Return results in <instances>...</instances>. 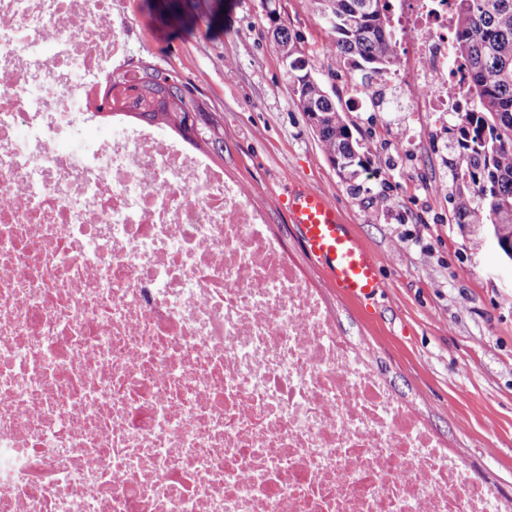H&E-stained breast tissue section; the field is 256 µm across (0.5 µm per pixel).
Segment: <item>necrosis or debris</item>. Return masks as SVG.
I'll use <instances>...</instances> for the list:
<instances>
[{"mask_svg": "<svg viewBox=\"0 0 512 512\" xmlns=\"http://www.w3.org/2000/svg\"><path fill=\"white\" fill-rule=\"evenodd\" d=\"M389 15L395 68L355 103L473 111L457 0ZM124 48L112 0H0V512H512L240 182L145 124L86 138Z\"/></svg>", "mask_w": 512, "mask_h": 512, "instance_id": "4bbe7bcc", "label": "necrosis or debris"}]
</instances>
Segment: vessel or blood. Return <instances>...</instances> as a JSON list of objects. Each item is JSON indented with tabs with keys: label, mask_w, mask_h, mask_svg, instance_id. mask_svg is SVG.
<instances>
[{
	"label": "vessel or blood",
	"mask_w": 512,
	"mask_h": 512,
	"mask_svg": "<svg viewBox=\"0 0 512 512\" xmlns=\"http://www.w3.org/2000/svg\"><path fill=\"white\" fill-rule=\"evenodd\" d=\"M283 201L290 224L331 288L343 299L369 306L384 286L379 262L345 224L334 200L319 187L294 182L286 186Z\"/></svg>",
	"instance_id": "obj_1"
}]
</instances>
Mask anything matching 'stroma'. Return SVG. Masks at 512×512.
<instances>
[{"label": "stroma", "mask_w": 512, "mask_h": 512, "mask_svg": "<svg viewBox=\"0 0 512 512\" xmlns=\"http://www.w3.org/2000/svg\"><path fill=\"white\" fill-rule=\"evenodd\" d=\"M114 0L126 24L116 71L175 69L223 119L225 177L247 187L270 231L319 289L340 335L414 406L466 472L512 498V265L489 237L449 223L448 137L413 112L356 109L351 80L320 50L327 33L305 0H276L312 71L376 164L340 176L299 109L260 0ZM303 181L326 190L378 258L387 283L370 309L338 297L309 261L280 204Z\"/></svg>", "instance_id": "stroma-1"}]
</instances>
